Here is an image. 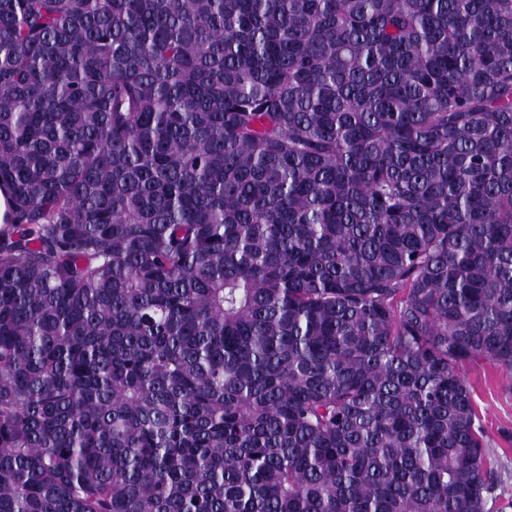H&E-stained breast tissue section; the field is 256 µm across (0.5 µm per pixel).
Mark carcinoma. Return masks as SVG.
Listing matches in <instances>:
<instances>
[{
  "instance_id": "obj_1",
  "label": "carcinoma",
  "mask_w": 512,
  "mask_h": 512,
  "mask_svg": "<svg viewBox=\"0 0 512 512\" xmlns=\"http://www.w3.org/2000/svg\"><path fill=\"white\" fill-rule=\"evenodd\" d=\"M0 512H487L512 0H0Z\"/></svg>"
}]
</instances>
